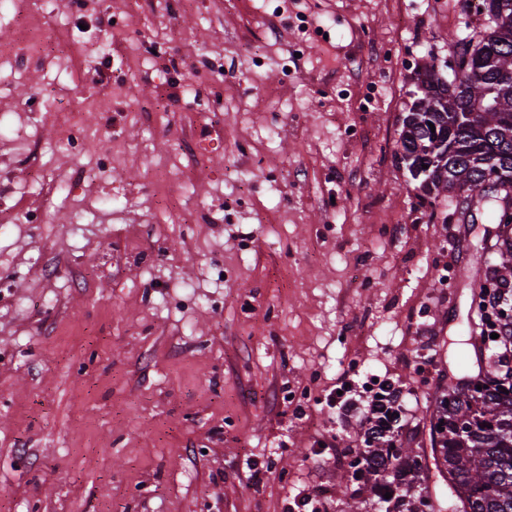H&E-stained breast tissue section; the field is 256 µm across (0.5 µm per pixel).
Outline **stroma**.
<instances>
[{"instance_id":"1","label":"stroma","mask_w":512,"mask_h":512,"mask_svg":"<svg viewBox=\"0 0 512 512\" xmlns=\"http://www.w3.org/2000/svg\"><path fill=\"white\" fill-rule=\"evenodd\" d=\"M452 33H476L465 0L0 12V512L336 494L367 405L323 404L347 370L392 378L419 422L464 372L503 230L396 159ZM363 85L385 93L362 106ZM330 438L343 454L309 463Z\"/></svg>"}]
</instances>
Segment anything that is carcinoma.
Wrapping results in <instances>:
<instances>
[{"label": "carcinoma", "instance_id": "carcinoma-1", "mask_svg": "<svg viewBox=\"0 0 512 512\" xmlns=\"http://www.w3.org/2000/svg\"><path fill=\"white\" fill-rule=\"evenodd\" d=\"M486 24L460 56L461 69L442 79L434 62L419 68L418 95L402 118L399 160L419 181L422 197L512 187V0H481ZM497 263L480 289L512 287V236L496 243ZM512 339V306L490 317ZM399 414L377 415L350 463L356 488L338 498L340 512H363L367 489L383 512H512V384L486 375L435 398L429 443L399 434ZM391 493V498L384 494Z\"/></svg>", "mask_w": 512, "mask_h": 512}]
</instances>
